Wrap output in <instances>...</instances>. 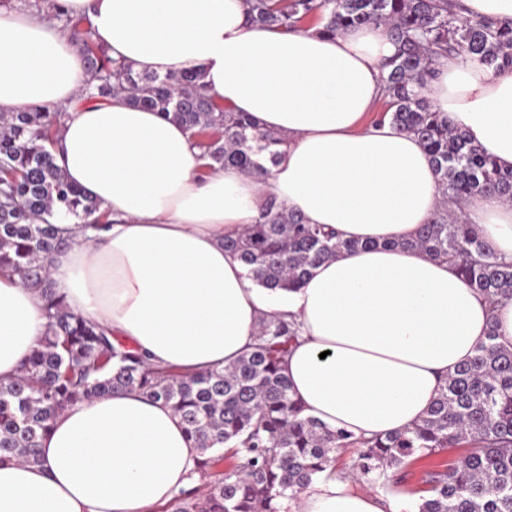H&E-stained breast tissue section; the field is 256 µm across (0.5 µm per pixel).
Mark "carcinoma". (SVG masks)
I'll list each match as a JSON object with an SVG mask.
<instances>
[{
    "label": "carcinoma",
    "mask_w": 512,
    "mask_h": 512,
    "mask_svg": "<svg viewBox=\"0 0 512 512\" xmlns=\"http://www.w3.org/2000/svg\"><path fill=\"white\" fill-rule=\"evenodd\" d=\"M461 10L460 0H249L250 20L262 28L288 31L308 22L335 34L353 25L389 27L399 49L383 77L380 119L419 139L438 175L440 209L414 237L382 246L448 261L495 303L512 300V263L497 260L458 210L478 195L512 203V170H501L414 90L448 56L512 68V22L463 18ZM58 18L84 54L93 81L88 99L128 91L132 105L184 124L211 170L235 165L252 174L263 170L262 155L277 158L280 137L260 131L246 112L221 108L197 76L136 71L93 41L91 29L82 28L87 19ZM57 121V113L38 107L0 115V271L39 289L50 320L20 376L0 382V462H39V439L65 407L124 390L169 404L201 455L204 488L181 491L175 512H280L278 502L306 489L342 448L358 449L353 470L373 482L390 480L417 454L464 448L452 466L427 473L429 497L418 512H512V347L496 343L492 330L476 355L448 375L418 424L364 439L327 429L292 396L283 374L297 337L289 323L261 321L249 352L222 369L186 375L148 365L69 311L44 262L65 245L50 218L61 210L82 220L98 203L65 180L47 150ZM224 247L262 285L288 290L324 260L377 243L306 224L269 194L255 223L224 239Z\"/></svg>",
    "instance_id": "1"
}]
</instances>
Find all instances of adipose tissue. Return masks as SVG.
Returning <instances> with one entry per match:
<instances>
[{
	"instance_id": "ef3b65f1",
	"label": "adipose tissue",
	"mask_w": 512,
	"mask_h": 512,
	"mask_svg": "<svg viewBox=\"0 0 512 512\" xmlns=\"http://www.w3.org/2000/svg\"><path fill=\"white\" fill-rule=\"evenodd\" d=\"M246 0H53L0 8V113L62 111L49 150L95 199L84 223L59 216L47 260L68 309L158 368L221 369L249 351L262 319L295 323L284 373L306 413L356 438L413 427L449 373L495 331L512 346V300L489 305L454 266L392 249L432 223L437 175L413 135L367 123L398 52L385 25L337 34L256 26ZM88 17L110 58L160 76L197 73L217 104L277 132L269 181L206 170L187 128L125 95L86 102L84 57L58 13ZM499 168L512 169V69L448 59L422 89ZM305 223L364 250L317 265L300 288L248 278L224 239L254 223L266 193ZM463 219L512 262V203L472 198ZM48 330L45 301L0 273V381L15 378ZM36 464L0 462V512H159L198 484L199 453L163 401L133 392L65 408ZM293 512H401L349 476L313 480Z\"/></svg>"
}]
</instances>
